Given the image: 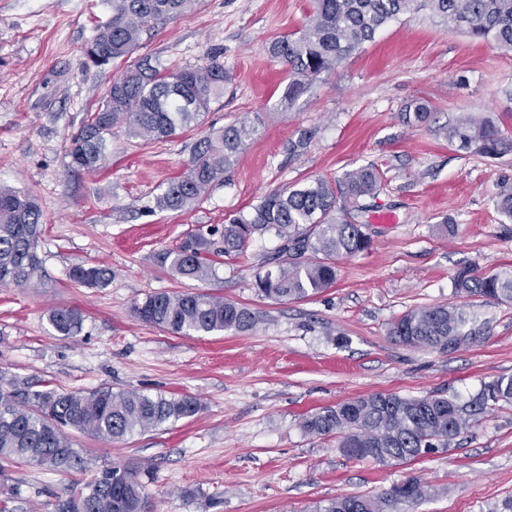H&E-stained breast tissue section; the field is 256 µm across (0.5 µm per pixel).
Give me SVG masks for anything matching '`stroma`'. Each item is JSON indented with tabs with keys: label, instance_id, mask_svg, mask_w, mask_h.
<instances>
[{
	"label": "stroma",
	"instance_id": "1",
	"mask_svg": "<svg viewBox=\"0 0 512 512\" xmlns=\"http://www.w3.org/2000/svg\"><path fill=\"white\" fill-rule=\"evenodd\" d=\"M311 12L312 0H200L153 25L139 54L168 69L215 54L231 79L200 126L148 144L113 133L106 167L87 172L69 167L70 138L124 68L86 66L82 52L111 16L109 0H0V184L33 193L44 218L39 273L23 287L0 286V375L37 389L109 386L203 405L123 442L69 431L81 467H12L0 479L15 512H55L115 462L139 468L152 512H310L317 501L381 494L410 477L428 494L396 512H504L512 501V402L486 411L448 451L404 463L349 459L336 440L300 428L304 415L360 396L465 402L512 376V302L454 287L461 267L512 266V222L495 206L499 184L512 182V153L489 158L445 134L467 117L512 132V51L423 11L383 27L287 106L288 69L268 46L302 29ZM415 101L431 112L419 127L403 119ZM241 121L255 132L223 180L190 210H153L196 141ZM304 136L306 149L290 152ZM370 164L384 182L353 214L370 247L338 258L335 285L307 299L257 296L254 275L280 246L270 234L199 286L156 262L188 232L223 227L273 190ZM380 212L393 223L374 222ZM79 263L110 266L111 283L72 286L67 272ZM197 286L250 307L259 323L183 336L132 311L149 294ZM442 304L465 310L482 335L447 353L389 336L408 310ZM57 307L82 312L79 335L53 330L47 316Z\"/></svg>",
	"mask_w": 512,
	"mask_h": 512
}]
</instances>
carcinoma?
Returning a JSON list of instances; mask_svg holds the SVG:
<instances>
[{
	"mask_svg": "<svg viewBox=\"0 0 512 512\" xmlns=\"http://www.w3.org/2000/svg\"><path fill=\"white\" fill-rule=\"evenodd\" d=\"M198 0H112V18L101 24L84 48L95 66L116 60L126 67L107 89L97 110L87 116L71 138L67 152L74 170L95 171L106 165V141L117 128L143 141H159L197 124L212 102L224 95L228 74L215 56L176 70L135 57L143 27L173 19ZM473 38L493 41L512 51V0H314L304 28L270 43L272 57L288 66L283 100L291 103L322 73L372 41L389 23L408 19L422 8ZM256 129L231 124L201 138L184 171L154 198L159 211H181L199 202L202 193L224 178ZM448 138L463 150L475 149L490 158L512 152V135L490 120L464 119ZM380 169L362 166L329 181L314 179L266 194L248 211L233 215L221 234L198 228L172 250L157 254L162 267L183 280L205 281L216 274L215 258L244 252L256 235L272 234L282 246L273 267L255 275V291L263 299L302 300L336 283V258L353 256L369 246L362 225L345 219L348 208L375 195ZM498 211L512 221V184L498 193ZM43 223L36 199L18 188L0 185V286H21L40 270L31 253ZM68 279L80 286L102 287L112 280L106 267L75 265ZM455 289L469 296L512 302V269L480 273L459 269ZM134 314L161 330L185 336H205L226 330L249 331L259 315L242 304L209 292H159L134 305ZM48 321L63 336L81 332L84 317L76 308L50 311ZM466 313L454 306L414 309L395 319L388 329L394 341L412 347L447 352L476 337L467 331ZM501 401H512V376L484 385L464 403L428 395L406 398L375 393L305 416L301 430L312 437L335 438L338 448H373L374 461H408L446 451L477 416ZM202 410L194 397L168 398L138 390L68 392L51 385L39 390L22 382L0 388V471L31 465L66 472L82 459L63 428L108 442L169 422L191 418ZM426 497L422 483L409 478L377 496L354 495L324 499L313 512H388L400 504L414 505ZM150 508L136 468L117 463L100 476L58 501L57 512H143Z\"/></svg>",
	"mask_w": 512,
	"mask_h": 512,
	"instance_id": "cac0c4a2",
	"label": "carcinoma"
}]
</instances>
